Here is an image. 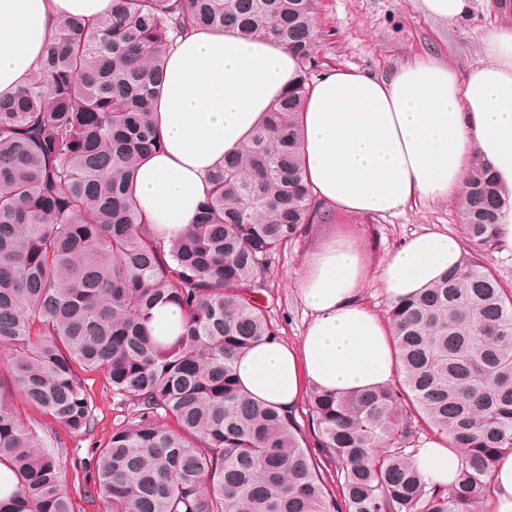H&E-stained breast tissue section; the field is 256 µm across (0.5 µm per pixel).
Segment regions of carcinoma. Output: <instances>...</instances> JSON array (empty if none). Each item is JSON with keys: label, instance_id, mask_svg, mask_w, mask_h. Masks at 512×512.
<instances>
[{"label": "carcinoma", "instance_id": "1", "mask_svg": "<svg viewBox=\"0 0 512 512\" xmlns=\"http://www.w3.org/2000/svg\"><path fill=\"white\" fill-rule=\"evenodd\" d=\"M315 0H112L92 25H58L36 76L0 98V346L27 402L74 434L96 425L84 376L128 401L94 461L89 502L106 512H483L493 460L512 454V291L488 258L503 193L481 162L457 200L459 266L389 305L397 382L310 393L335 468L330 498L295 415L237 386L234 364L275 337L257 296L268 260L324 219L306 183L298 121L315 66ZM194 29L272 38L301 78L210 175L198 223L167 240L132 195L173 40ZM180 307L177 336L153 310ZM447 434L462 477L429 485L422 428ZM0 512H83L61 461L0 385ZM182 323V311L177 306L167 305L154 311L149 327L152 336H176Z\"/></svg>", "mask_w": 512, "mask_h": 512}]
</instances>
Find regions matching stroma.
<instances>
[{"mask_svg": "<svg viewBox=\"0 0 512 512\" xmlns=\"http://www.w3.org/2000/svg\"><path fill=\"white\" fill-rule=\"evenodd\" d=\"M502 17L501 0H472L467 19L454 25L428 15L422 0H318L316 70H368L386 77L414 58L430 55L463 73L480 60L485 31ZM457 222L455 203L417 199L396 216L336 213L310 225L273 255L269 264L263 303L278 338L296 345L305 333L311 312L301 298L300 278L310 252L322 242L338 236L360 242L367 260L360 299L382 316L388 302L380 278L390 256L413 234H451ZM86 387L97 419L87 435L70 433L30 407L20 394L12 396L22 421L45 438L49 449L58 452L66 488L79 503L93 492L95 477L87 461L127 416L126 407L113 398L103 376H88Z\"/></svg>", "mask_w": 512, "mask_h": 512, "instance_id": "stroma-1", "label": "stroma"}]
</instances>
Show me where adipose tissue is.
Here are the masks:
<instances>
[{"label":"adipose tissue","instance_id":"ef3b65f1","mask_svg":"<svg viewBox=\"0 0 512 512\" xmlns=\"http://www.w3.org/2000/svg\"><path fill=\"white\" fill-rule=\"evenodd\" d=\"M112 0H0V95L36 74L55 26L107 17ZM295 56L266 39L199 30L179 37L165 61L153 118L161 151L141 159L133 194L147 224L166 238L194 224L212 195L209 171L233 154L299 80ZM302 159L313 195L330 211L395 215L414 198L457 199L473 159L512 192V22L491 28L466 73L424 55L382 78L331 69L310 86L300 114ZM461 258L455 236L414 235L381 277L390 302L418 293ZM362 248L351 239L320 244L308 257L301 296L312 313L299 346L256 343L234 365L253 398L294 410L318 388L349 393L393 383L399 362L389 327L365 307ZM426 479L460 476L445 438L419 449ZM488 512H512V454L489 472Z\"/></svg>","mask_w":512,"mask_h":512}]
</instances>
